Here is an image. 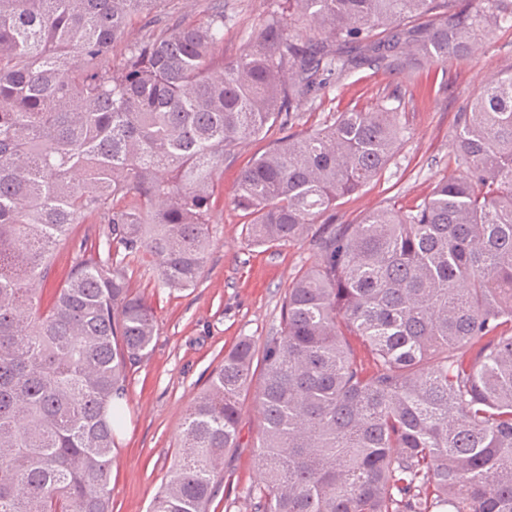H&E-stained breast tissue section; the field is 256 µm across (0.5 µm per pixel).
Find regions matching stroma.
Returning <instances> with one entry per match:
<instances>
[{
  "label": "stroma",
  "instance_id": "obj_1",
  "mask_svg": "<svg viewBox=\"0 0 512 512\" xmlns=\"http://www.w3.org/2000/svg\"><path fill=\"white\" fill-rule=\"evenodd\" d=\"M281 3L224 0L225 60L237 58L255 40ZM511 70L512 27L501 26L463 59L446 64L416 60L410 80L369 63L330 77L325 89L299 109L287 133L318 128L335 112L380 105L396 109L406 130L382 177L344 198L335 223L356 224L383 207L408 211L430 195L438 180L458 175L453 149L458 113L491 77ZM269 144L266 138L250 141L225 161L212 209L216 243L195 287H158L157 266L148 257L134 258L126 269L131 288L153 307L157 332L146 358L129 373L113 450L112 512H147L174 460L190 403L242 337L260 349L277 334L288 286L320 259L314 229L302 239L270 246L252 247L245 239L246 218L234 205L238 175ZM104 242L96 218L75 225L69 241L55 253L44 300H51L84 251ZM258 430L249 392L240 400L239 446L224 458L209 512H253L250 491L258 479Z\"/></svg>",
  "mask_w": 512,
  "mask_h": 512
}]
</instances>
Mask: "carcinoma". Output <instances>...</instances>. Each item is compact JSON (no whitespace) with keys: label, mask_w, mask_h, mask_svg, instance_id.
I'll return each instance as SVG.
<instances>
[{"label":"carcinoma","mask_w":512,"mask_h":512,"mask_svg":"<svg viewBox=\"0 0 512 512\" xmlns=\"http://www.w3.org/2000/svg\"><path fill=\"white\" fill-rule=\"evenodd\" d=\"M163 2L0 0V512H112L114 417L156 335L127 261L196 286L226 157L295 119L323 75L364 60L410 79L408 49L462 59L512 21L508 0H288L226 62L224 7L161 27ZM134 19L147 35L112 58ZM404 138L384 107L274 140L240 173L245 238L303 237ZM454 144L461 175L406 213L324 225L288 287L255 396L254 512H512V71L458 114ZM90 216L105 248L42 306ZM255 353L240 340L190 404L149 512H208Z\"/></svg>","instance_id":"cac0c4a2"}]
</instances>
